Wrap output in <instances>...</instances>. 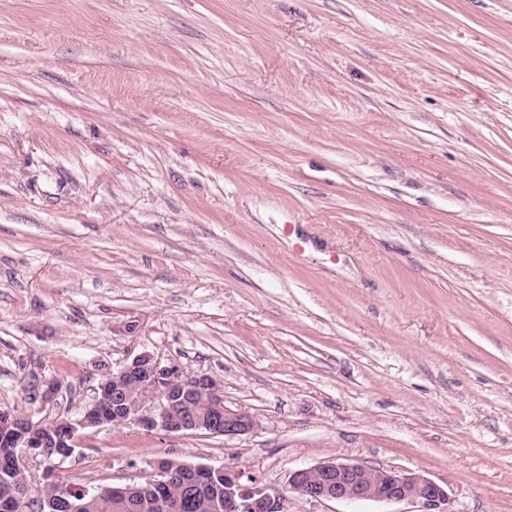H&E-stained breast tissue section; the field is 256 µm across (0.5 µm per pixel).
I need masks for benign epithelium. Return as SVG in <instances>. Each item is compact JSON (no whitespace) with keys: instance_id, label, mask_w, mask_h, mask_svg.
<instances>
[{"instance_id":"benign-epithelium-1","label":"benign epithelium","mask_w":512,"mask_h":512,"mask_svg":"<svg viewBox=\"0 0 512 512\" xmlns=\"http://www.w3.org/2000/svg\"><path fill=\"white\" fill-rule=\"evenodd\" d=\"M184 368L172 362L160 364L150 353H140L121 369L108 374V381L101 383L97 399L77 420H43L33 422L22 419L9 409L0 408V426L9 432L12 459L27 468L44 459L52 450L69 453L79 436V431L92 425L98 416L101 403L114 400L112 424L120 425L137 421L145 430L162 429L169 433L188 435L198 431L228 437L249 433L253 418L245 411L224 405V390L212 377L201 374L182 378ZM141 379L142 394L134 414L125 413L120 402L121 392L133 379ZM205 387L211 395L212 413L205 417L176 418L173 407L185 403L195 386ZM211 476L224 473V512H285V491L275 487L245 485L242 474L230 468L221 469L204 464L174 461L141 482L99 486L97 494L108 491L135 489L145 495L168 484L183 472ZM289 489L312 501H377L419 502L424 512H450L448 491L433 480L416 473L380 468L362 462L326 461L295 471L289 480ZM41 488L26 482L13 500L0 509L4 512H32L43 509Z\"/></svg>"}]
</instances>
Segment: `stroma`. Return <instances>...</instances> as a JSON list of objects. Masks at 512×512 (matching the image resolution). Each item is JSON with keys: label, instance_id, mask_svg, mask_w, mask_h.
<instances>
[{"label": "stroma", "instance_id": "stroma-1", "mask_svg": "<svg viewBox=\"0 0 512 512\" xmlns=\"http://www.w3.org/2000/svg\"><path fill=\"white\" fill-rule=\"evenodd\" d=\"M145 351L254 429L84 430L65 483L357 460L512 512V0H0V408Z\"/></svg>", "mask_w": 512, "mask_h": 512}]
</instances>
